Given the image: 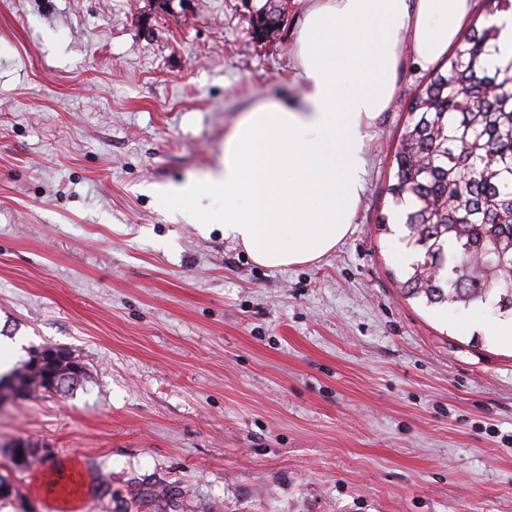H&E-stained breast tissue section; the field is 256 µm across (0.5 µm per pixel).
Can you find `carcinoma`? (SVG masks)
Masks as SVG:
<instances>
[{
    "instance_id": "1",
    "label": "carcinoma",
    "mask_w": 512,
    "mask_h": 512,
    "mask_svg": "<svg viewBox=\"0 0 512 512\" xmlns=\"http://www.w3.org/2000/svg\"><path fill=\"white\" fill-rule=\"evenodd\" d=\"M286 0H256L254 39L273 31ZM499 29L472 25L448 66L411 99V123L395 152L394 202L404 206L411 244L423 254L402 283L430 305L492 300L512 313V57L503 60ZM86 364L63 347L33 350L8 383L14 398L51 393V380L80 385ZM11 463L29 468L39 448L21 442Z\"/></svg>"
}]
</instances>
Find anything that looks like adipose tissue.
<instances>
[{"mask_svg": "<svg viewBox=\"0 0 512 512\" xmlns=\"http://www.w3.org/2000/svg\"><path fill=\"white\" fill-rule=\"evenodd\" d=\"M476 0H305L292 53L298 97L244 112L221 167L174 190L186 223L220 197L210 223L266 268L329 253L354 223L365 143L404 61L440 66L460 46Z\"/></svg>", "mask_w": 512, "mask_h": 512, "instance_id": "obj_1", "label": "adipose tissue"}]
</instances>
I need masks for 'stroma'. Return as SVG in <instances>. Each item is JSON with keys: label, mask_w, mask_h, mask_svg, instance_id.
Wrapping results in <instances>:
<instances>
[{"label": "stroma", "mask_w": 512, "mask_h": 512, "mask_svg": "<svg viewBox=\"0 0 512 512\" xmlns=\"http://www.w3.org/2000/svg\"><path fill=\"white\" fill-rule=\"evenodd\" d=\"M241 0H0V347L79 354L69 393L0 404V512L86 475L85 512H512V350L401 289L405 63L361 206L315 262L264 268L157 191L204 176L241 112L297 95ZM388 226H381V218Z\"/></svg>", "instance_id": "1"}]
</instances>
